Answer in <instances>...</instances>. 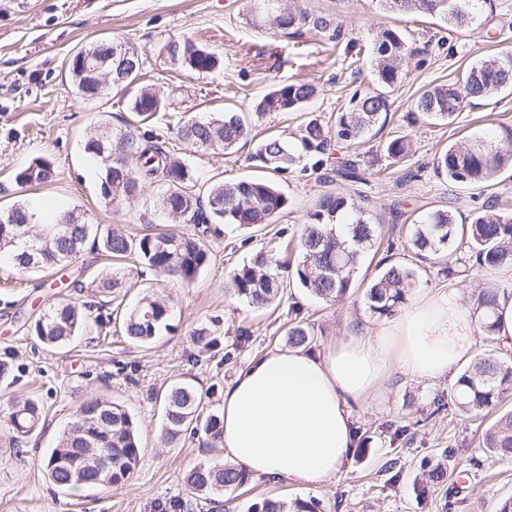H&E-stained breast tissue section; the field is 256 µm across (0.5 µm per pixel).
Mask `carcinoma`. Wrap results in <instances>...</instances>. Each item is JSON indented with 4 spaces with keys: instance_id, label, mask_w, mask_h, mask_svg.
Listing matches in <instances>:
<instances>
[{
    "instance_id": "obj_1",
    "label": "carcinoma",
    "mask_w": 512,
    "mask_h": 512,
    "mask_svg": "<svg viewBox=\"0 0 512 512\" xmlns=\"http://www.w3.org/2000/svg\"><path fill=\"white\" fill-rule=\"evenodd\" d=\"M387 10L401 14L436 17L450 26H470L477 21L484 0H379ZM251 21L273 17L281 29L298 28L305 15L293 0H252ZM113 43L97 42L72 56L68 72L82 96H92L98 86L86 72L85 59L105 58ZM170 61L198 73H207L220 64L219 57L188 37L169 40ZM372 75L376 87L363 95H352L351 107L328 126L318 118L306 120L291 138L268 136L258 143L252 159L278 175L296 170L313 172L326 164L331 142L343 147L364 142L366 136L390 110L387 90L401 83L408 59L417 50L396 27H387L372 43ZM512 88V52H502L472 64L461 79L451 84L431 86L412 103L413 113L451 122L472 99H484ZM317 93L310 82L294 78L278 83L254 103L258 114L295 112ZM128 109L136 121L125 128L100 126L93 130L85 149L100 158L104 174L100 195L108 205L129 204L141 197L143 188L161 183L164 192L155 206L182 224H224L254 227L271 224L288 205V200L268 180L243 179L211 185L206 193L194 192L196 171L173 156L166 141L149 126L164 110L158 91L143 86L130 99ZM181 139L207 150H234L248 140L250 129L244 116L226 112L221 116L191 118L178 128ZM410 140L397 135L386 142V157L392 164L410 153ZM512 169V128L497 137L481 138L463 145L454 144L437 159L436 169L448 181L481 188L487 179ZM51 163L36 158L15 176L22 186L52 178ZM7 213L8 224L0 223V255L9 254L19 273L48 270L74 261L89 237H94L104 256L112 259L111 271L102 281V292L122 287L134 274L148 270L158 278H174L192 284L210 262V251L198 234L171 228L140 236L126 234L117 226L105 230L74 211L60 215L54 224H39L37 213L17 204ZM382 222L364 206L340 193L324 196L318 209L308 215L299 237L300 261L296 275L301 287L326 303L345 300L359 269L360 257L380 242ZM409 262L388 263L369 281L364 298L371 314L390 317L407 305L418 286L420 264L441 265L452 272L464 261L478 267L512 268V212L491 206L474 215L470 223L457 222L450 210H436L408 229ZM288 266L272 255L260 254L249 264L229 272L227 290L231 296L261 311L273 304L283 288ZM501 289L486 283L474 297L479 335L489 349L457 377L452 398L464 414H489L512 395V352L500 347L496 338V310ZM112 300H103L92 315L70 300H61L40 316L30 331L42 343L63 347L82 330L94 325L103 329L112 324ZM170 308L153 294H145L121 319L122 330L134 343L148 344L169 328ZM199 352L213 350L216 339L200 329L193 333ZM289 345L306 348L314 333L301 324L288 328ZM204 397L185 382L172 384L164 395L163 441L177 444L190 436L207 448L219 446L223 417L205 412ZM40 404L32 399L11 405L7 424L22 440L38 428ZM484 447L502 459H512V412L503 415L484 435ZM142 448L137 426L124 408L104 398L83 400L74 421L59 443L43 461L48 477L56 485L99 487L127 480L139 464ZM111 457L112 467L97 465L100 454ZM435 464L426 468V482L442 486L448 481V463L453 451L444 449ZM251 479V473L232 462L224 465L199 464L188 470L183 482L210 502L224 492H235ZM248 512H320V501L296 498L291 502L260 497Z\"/></svg>"
}]
</instances>
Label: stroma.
I'll return each instance as SVG.
<instances>
[{
    "mask_svg": "<svg viewBox=\"0 0 512 512\" xmlns=\"http://www.w3.org/2000/svg\"><path fill=\"white\" fill-rule=\"evenodd\" d=\"M308 18L298 29L281 30L273 22L256 27L247 19L249 0H0V209L39 201L54 211L87 214L92 223L121 225L128 233L146 226L163 228L173 220L153 202L160 186L148 187L131 205L110 206L100 196V175L88 172L93 154L83 145L98 125L122 127L128 119L127 92L105 88L95 99H82L67 74L77 51L100 41H120L142 57L140 80L159 89L165 110L152 128L164 136L175 156L198 171V191L217 181L263 177L251 156L258 142L272 134L296 133L303 118L334 121L347 111L354 91H371V46L381 28L396 25L414 42L419 57L409 60L403 81L389 92L390 111L383 128L372 129L364 143L340 150L357 166V181L337 180L324 169L277 179L288 208L274 223L253 228L217 226L206 238L211 262L189 285L147 276L129 280L125 305L147 292L165 298L172 311L169 333L139 346L119 328H90L61 348L42 344L29 326L54 303L67 299L97 302L92 282L111 264L98 247L85 245L72 263L53 270L18 274L0 266V512H154L181 499L189 512H216L214 504L191 494L183 474L198 463L223 464V449L205 448L188 438L164 445L163 395L183 381L210 392L207 409L221 413L224 389L236 373L268 351L286 348V332L297 321L314 326V357L328 354L349 337L377 328L364 301L366 283L379 261L405 260L408 226L428 212L452 210L458 221L494 204L512 207V171L494 174L484 188L450 183L438 174L435 160L449 145L476 136L489 137L512 126V90L476 99L446 123L404 119L412 101L428 85L455 82L469 65L512 48V0H486L480 30L448 29L428 16L398 15L380 0H301ZM191 36L221 57L222 66L195 73L172 63L163 47L168 40ZM445 38L437 48V38ZM303 77L318 94L300 112L257 114L253 104L275 84ZM240 112L251 136L232 151L202 153L177 136L193 117ZM408 136L412 153L403 166L389 165L385 142ZM51 161L53 178L20 186L16 173L34 158ZM343 193L377 213L387 243L367 251L350 296L328 304L312 297L296 276H288L282 296L258 312L231 297L228 272L252 262L274 244L276 232L298 237L307 214L321 195ZM421 290L448 288L461 292L495 281L512 287V271L470 267L448 276L440 267H422ZM208 327L217 338L213 355H200L192 339L195 328ZM248 340H241V333ZM455 374L415 380L397 373L379 382L352 410L354 428L367 431L366 443L353 452L328 483L304 487L288 480L253 477L230 494L227 512H246L262 496L316 498L323 512H499L512 500V461L491 455L482 446L494 416L476 417L450 407L432 415L433 400L450 396ZM104 396L121 406L139 426L141 458L122 484L112 487L62 488L41 466L84 398ZM34 399L43 419L34 434L16 441L5 416L15 401ZM404 436H397V429ZM452 449L453 464L463 479L431 490L419 499L414 485L419 462Z\"/></svg>",
    "mask_w": 512,
    "mask_h": 512,
    "instance_id": "stroma-1",
    "label": "stroma"
}]
</instances>
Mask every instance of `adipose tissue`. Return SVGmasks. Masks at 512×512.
Instances as JSON below:
<instances>
[{"mask_svg":"<svg viewBox=\"0 0 512 512\" xmlns=\"http://www.w3.org/2000/svg\"><path fill=\"white\" fill-rule=\"evenodd\" d=\"M477 334L471 308L452 288L324 358L273 350L225 388L220 446L257 475L303 486L329 482L353 451L351 403L396 371L419 380L448 375L469 358Z\"/></svg>","mask_w":512,"mask_h":512,"instance_id":"1","label":"adipose tissue"}]
</instances>
